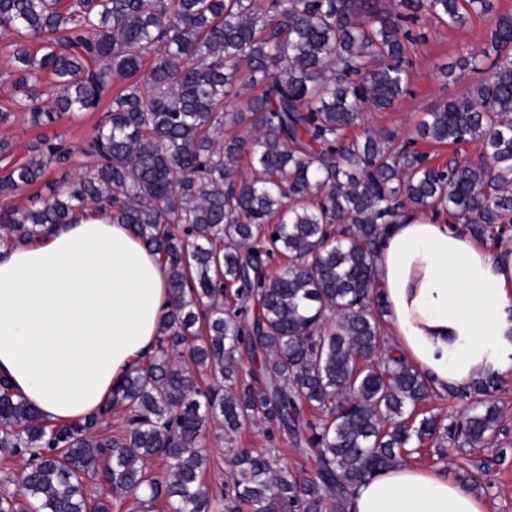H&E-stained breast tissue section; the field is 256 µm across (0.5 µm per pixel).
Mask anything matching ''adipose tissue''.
I'll return each instance as SVG.
<instances>
[{
  "label": "adipose tissue",
  "mask_w": 512,
  "mask_h": 512,
  "mask_svg": "<svg viewBox=\"0 0 512 512\" xmlns=\"http://www.w3.org/2000/svg\"><path fill=\"white\" fill-rule=\"evenodd\" d=\"M384 318L440 393L512 372V252L434 219L384 225ZM168 302L159 256L123 224L83 219L0 243V376L55 423L90 416L152 355ZM348 512H489L440 472L395 465L356 486Z\"/></svg>",
  "instance_id": "adipose-tissue-1"
}]
</instances>
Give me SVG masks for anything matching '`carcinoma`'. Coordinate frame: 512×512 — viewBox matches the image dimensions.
Wrapping results in <instances>:
<instances>
[{"label":"carcinoma","mask_w":512,"mask_h":512,"mask_svg":"<svg viewBox=\"0 0 512 512\" xmlns=\"http://www.w3.org/2000/svg\"><path fill=\"white\" fill-rule=\"evenodd\" d=\"M60 2L0 0V27L21 37L7 79L36 126L107 111L80 146L56 136L6 156L1 198L44 185L23 209L0 205V238L103 214L161 255L169 307L155 353L83 421H45L0 379V456L29 457L0 512H113L128 493L140 512L160 500L170 512H348L356 485L427 445L457 465L469 463L464 448L489 447L500 434L487 398L496 378L455 393L468 404L460 415L428 416V380L380 353L375 253L381 227L407 213L446 212L476 236L512 224V14L490 0ZM472 12L489 19L492 76L431 105L415 136L474 143L480 158L433 165L363 113L406 94L420 19L462 25ZM28 38L42 39L41 54ZM44 74L54 89L40 87ZM231 96L245 97L236 112L224 108ZM245 122L249 134L224 136ZM64 166L74 180L45 179ZM278 254L290 263L273 273ZM204 374L216 380L205 390ZM115 403L127 412L117 437L102 431ZM305 407L320 418L304 419ZM216 421L230 433L266 424L313 454L314 468L230 448L224 495L213 497L199 444ZM98 475L107 489L91 495Z\"/></svg>","instance_id":"obj_1"}]
</instances>
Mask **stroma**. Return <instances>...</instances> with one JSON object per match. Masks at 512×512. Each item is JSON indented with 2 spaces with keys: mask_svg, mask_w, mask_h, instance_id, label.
<instances>
[{
  "mask_svg": "<svg viewBox=\"0 0 512 512\" xmlns=\"http://www.w3.org/2000/svg\"><path fill=\"white\" fill-rule=\"evenodd\" d=\"M419 29L426 38L410 53L412 80L408 93L394 109L365 113L366 126L391 130L399 137H407L426 108L479 81V74L466 67L465 59L470 53H479L488 48L485 17L471 15L462 27L423 21ZM445 65L450 67V74L442 73L441 68ZM16 97L10 84L0 83V109L10 113L8 120L0 123V140L9 142L10 151L17 159L27 155L30 145L58 135L64 136L71 144L81 145L101 118L97 112H77L65 115L55 123L35 127L30 124L27 113L15 106ZM492 398L501 414L502 432L498 436L497 446L504 452L505 460L492 466L481 484L480 492L488 502L489 512H512L511 375L499 378ZM232 443L240 448L273 449L281 464L295 471L312 466L310 459L296 454L289 438L267 426L248 425L232 436L221 423L215 422L209 424L201 442L207 457L204 482L211 491L218 492L224 488L227 476L225 450Z\"/></svg>",
  "mask_w": 512,
  "mask_h": 512,
  "instance_id": "obj_1",
  "label": "stroma"
}]
</instances>
